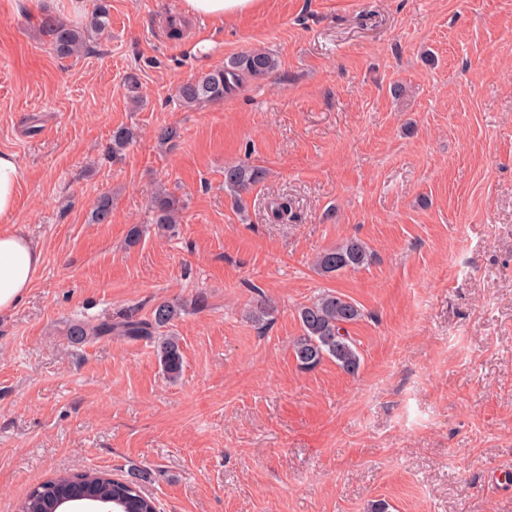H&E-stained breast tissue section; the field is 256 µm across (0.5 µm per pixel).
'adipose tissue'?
I'll return each mask as SVG.
<instances>
[{
	"mask_svg": "<svg viewBox=\"0 0 512 512\" xmlns=\"http://www.w3.org/2000/svg\"><path fill=\"white\" fill-rule=\"evenodd\" d=\"M260 0H184L190 17L234 18L249 14ZM24 173L13 154L0 152V223H10ZM42 262V251L21 230L0 232V315L13 312L27 296Z\"/></svg>",
	"mask_w": 512,
	"mask_h": 512,
	"instance_id": "obj_1",
	"label": "adipose tissue"
}]
</instances>
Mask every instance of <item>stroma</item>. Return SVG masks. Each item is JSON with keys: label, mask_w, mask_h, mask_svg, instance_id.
Returning a JSON list of instances; mask_svg holds the SVG:
<instances>
[{"label": "stroma", "mask_w": 512, "mask_h": 512, "mask_svg": "<svg viewBox=\"0 0 512 512\" xmlns=\"http://www.w3.org/2000/svg\"><path fill=\"white\" fill-rule=\"evenodd\" d=\"M101 4L107 31L57 56L43 18L82 26ZM182 13L0 0V151L24 171L14 226L42 250L0 316V512L57 471L134 468L160 512H512V0H263L166 37ZM255 47L271 76L179 104ZM124 126L138 137L115 162ZM241 161L265 175L239 209L224 168ZM163 188L183 206L164 232ZM349 239L369 264L316 273ZM327 289L363 311L357 374L293 356L299 307ZM262 297L265 325L245 317ZM163 301L184 307L177 381L154 341L67 334Z\"/></svg>", "instance_id": "stroma-1"}]
</instances>
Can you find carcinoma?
<instances>
[{"label":"carcinoma","mask_w":512,"mask_h":512,"mask_svg":"<svg viewBox=\"0 0 512 512\" xmlns=\"http://www.w3.org/2000/svg\"><path fill=\"white\" fill-rule=\"evenodd\" d=\"M109 24L108 13L100 9L84 27L68 26L53 17L42 20V28L50 37L53 51L64 57L80 54L87 45L90 34H100ZM279 66L278 59L270 51L255 48L237 54L224 62L221 68L202 73L177 88L176 97L181 106L193 108L203 102H214L237 91L248 81L264 80ZM135 132L130 128H119L112 134L108 153L112 161L122 159L123 152L134 140ZM262 177V171L254 166L237 163L224 168V187L237 199H242L251 186ZM112 202L101 198L91 213L97 224L106 222L110 216ZM181 210L179 199L164 192L155 197L152 205L153 223L169 229L178 223ZM371 253L363 243L350 239L345 243L322 252L314 262L315 270L322 276H334L341 271L358 269L369 262ZM182 306L161 302L154 307L148 319L128 317L112 323L102 321L95 325L74 322L68 326L67 335L75 341L91 337L117 335L129 339L141 337L157 341V353L168 379L176 380L183 368L180 338L172 333L160 334V329L173 325L181 315ZM276 311L275 305L261 299L251 307L249 317L258 323L269 320ZM362 317V310L350 298L335 291H325L314 301L298 309L302 334L295 338L292 350L297 364L311 369L324 359H330L344 372L353 374L360 366V353L355 340L349 336L347 326ZM147 472H131L127 478H115L106 471L59 472L32 489L22 502L21 512H51L55 497L79 498L110 496L116 499L112 512H158L156 500L142 488Z\"/></svg>","instance_id":"1"}]
</instances>
